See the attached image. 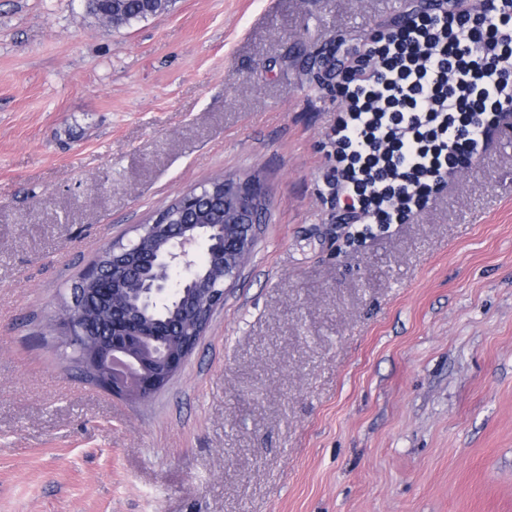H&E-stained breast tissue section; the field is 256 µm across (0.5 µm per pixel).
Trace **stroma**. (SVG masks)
<instances>
[{"label":"stroma","mask_w":512,"mask_h":512,"mask_svg":"<svg viewBox=\"0 0 512 512\" xmlns=\"http://www.w3.org/2000/svg\"><path fill=\"white\" fill-rule=\"evenodd\" d=\"M409 3L0 0V512H512V130L365 241L320 197L329 62ZM222 175L257 243L171 383L114 397L57 313ZM169 0H97L95 13L111 14L116 26L129 25L165 11Z\"/></svg>","instance_id":"35a3bbf8"}]
</instances>
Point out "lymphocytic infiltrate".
<instances>
[{
  "label": "lymphocytic infiltrate",
  "instance_id": "obj_1",
  "mask_svg": "<svg viewBox=\"0 0 512 512\" xmlns=\"http://www.w3.org/2000/svg\"><path fill=\"white\" fill-rule=\"evenodd\" d=\"M322 142L342 224H401L512 128V0H412L344 50Z\"/></svg>",
  "mask_w": 512,
  "mask_h": 512
}]
</instances>
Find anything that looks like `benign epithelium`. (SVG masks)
<instances>
[{"label":"benign epithelium","mask_w":512,"mask_h":512,"mask_svg":"<svg viewBox=\"0 0 512 512\" xmlns=\"http://www.w3.org/2000/svg\"><path fill=\"white\" fill-rule=\"evenodd\" d=\"M262 186L244 178L224 179V220L219 224H171L165 215L157 214L139 227L133 241L112 243L110 256L100 254L83 274V279H97L98 271L121 278L127 266L123 256L154 234L167 238L166 248L152 256L157 268L154 278L136 289L145 307L165 308L175 303L180 291H194L195 320L190 340L179 352L162 348L152 333L136 332L128 325L119 302H112V326L108 338L93 343L90 329L94 306H65L59 316L64 336L82 352V362L89 376L104 375L106 391L117 397L135 395L149 398L164 388L181 369L206 333L213 314L224 306L226 290L237 281L241 269L256 242L264 223L265 211L258 206ZM200 195L190 189L178 197L180 217L190 216L197 209ZM205 248L210 253L226 254L220 271L209 281L196 277V252Z\"/></svg>","instance_id":"1"}]
</instances>
